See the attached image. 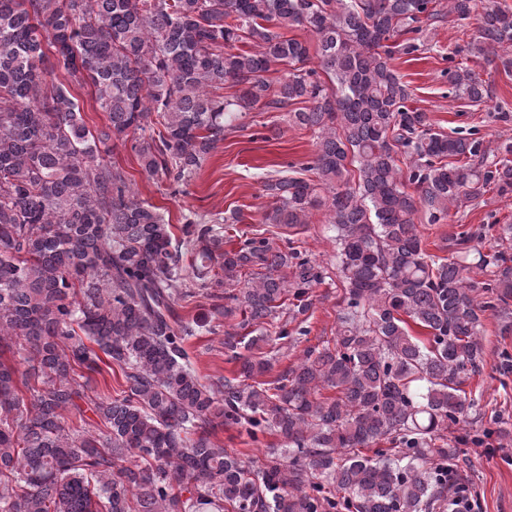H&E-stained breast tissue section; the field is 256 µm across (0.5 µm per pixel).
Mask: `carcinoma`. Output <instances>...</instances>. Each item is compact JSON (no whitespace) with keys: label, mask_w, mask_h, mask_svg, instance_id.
I'll return each mask as SVG.
<instances>
[{"label":"carcinoma","mask_w":512,"mask_h":512,"mask_svg":"<svg viewBox=\"0 0 512 512\" xmlns=\"http://www.w3.org/2000/svg\"><path fill=\"white\" fill-rule=\"evenodd\" d=\"M474 8L0 0V512H432L448 500L457 449L446 432L468 424L462 385L484 360L485 313L512 305V258L482 252L480 232L448 236L449 257L430 254L415 217L437 224L490 191L512 198V142L492 155L479 137L433 130L391 61L419 51L423 26ZM476 21L468 52L489 63L512 49L508 7L486 0ZM295 27L316 38L317 67L306 41L279 33ZM244 40L254 49L233 52ZM48 49L62 80L45 67ZM278 66L288 71L274 84ZM448 76L460 98L487 94L470 68ZM87 84L106 113L96 132L71 92ZM302 102L289 116L316 134L315 157L265 182L263 220L291 227L326 208L345 283L339 326L334 345L249 384L271 364L238 346L266 340L263 325L290 295L294 315L307 314L320 267L268 237L224 248L214 225L237 212L186 220L172 245L170 224L104 155L129 140L148 175L184 186L224 140L225 118ZM474 267L490 276L485 300ZM196 288L217 303L185 321L174 305ZM238 313L259 335L225 332L239 376L205 385L185 341ZM114 365L121 389L102 395L93 375ZM79 400L99 425H65ZM224 426L254 439L275 431L288 447H268L255 470L213 442ZM383 441L393 447L365 453Z\"/></svg>","instance_id":"cac0c4a2"}]
</instances>
